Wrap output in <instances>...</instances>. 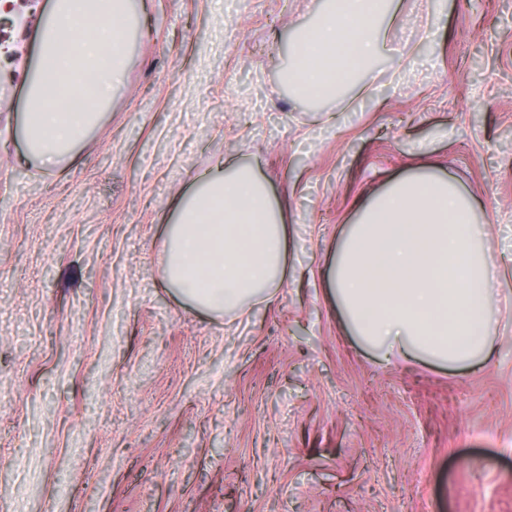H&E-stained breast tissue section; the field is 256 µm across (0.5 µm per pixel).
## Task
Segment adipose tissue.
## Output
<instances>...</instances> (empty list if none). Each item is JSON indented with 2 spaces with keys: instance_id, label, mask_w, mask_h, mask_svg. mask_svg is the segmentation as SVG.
<instances>
[{
  "instance_id": "ef3b65f1",
  "label": "adipose tissue",
  "mask_w": 512,
  "mask_h": 512,
  "mask_svg": "<svg viewBox=\"0 0 512 512\" xmlns=\"http://www.w3.org/2000/svg\"><path fill=\"white\" fill-rule=\"evenodd\" d=\"M385 0H334L291 47L288 81L308 96L340 93L387 53ZM129 0H55L39 29L21 133L31 161L72 155L97 125L127 68ZM78 97L81 106L67 103ZM288 226L249 165L215 167L164 232L163 278L185 301L221 316L271 302L285 281ZM465 195L421 172L392 183L348 225L327 286L351 333L381 363L414 358L464 368L491 356L512 297L491 272Z\"/></svg>"
}]
</instances>
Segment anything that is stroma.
I'll list each match as a JSON object with an SVG mask.
<instances>
[{
    "mask_svg": "<svg viewBox=\"0 0 512 512\" xmlns=\"http://www.w3.org/2000/svg\"><path fill=\"white\" fill-rule=\"evenodd\" d=\"M51 2L0 18V512H512V316L480 366L383 365L326 292L344 227L423 171L512 289V0H388L389 53L317 104L283 74L328 0H131L124 84L41 168L20 121ZM220 158L280 202L288 278L217 317L162 251Z\"/></svg>",
    "mask_w": 512,
    "mask_h": 512,
    "instance_id": "obj_1",
    "label": "stroma"
}]
</instances>
